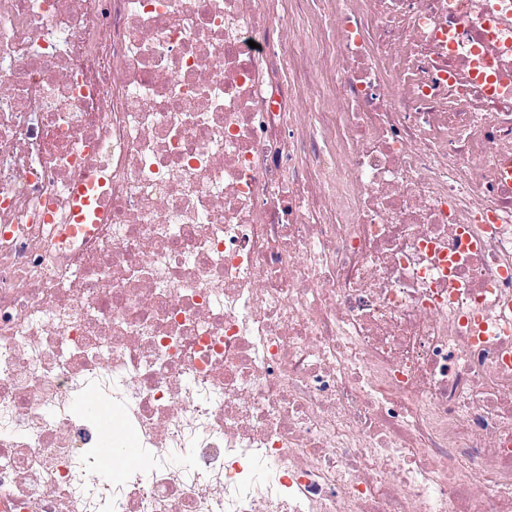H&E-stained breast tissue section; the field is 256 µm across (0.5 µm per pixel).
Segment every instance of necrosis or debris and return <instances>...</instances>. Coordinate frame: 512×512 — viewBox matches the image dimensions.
I'll list each match as a JSON object with an SVG mask.
<instances>
[{"label": "necrosis or debris", "mask_w": 512, "mask_h": 512, "mask_svg": "<svg viewBox=\"0 0 512 512\" xmlns=\"http://www.w3.org/2000/svg\"><path fill=\"white\" fill-rule=\"evenodd\" d=\"M497 2L0 0V512H512ZM101 183L91 177L78 184L72 191L73 206L68 220L72 233H88L90 225L96 227L105 221L106 198L100 190Z\"/></svg>", "instance_id": "4bbe7bcc"}]
</instances>
